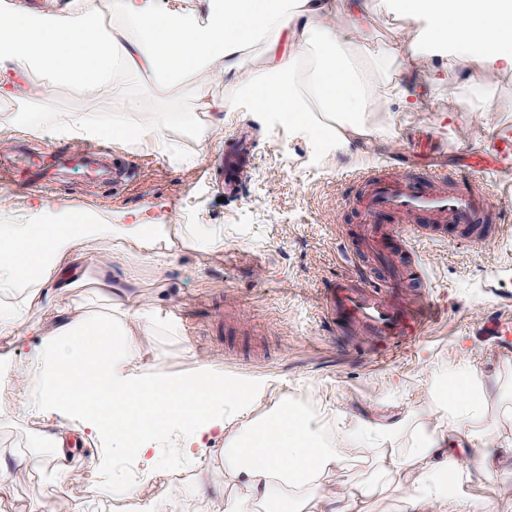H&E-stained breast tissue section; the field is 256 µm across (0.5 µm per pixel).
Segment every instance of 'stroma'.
<instances>
[{
	"instance_id": "obj_1",
	"label": "stroma",
	"mask_w": 512,
	"mask_h": 512,
	"mask_svg": "<svg viewBox=\"0 0 512 512\" xmlns=\"http://www.w3.org/2000/svg\"><path fill=\"white\" fill-rule=\"evenodd\" d=\"M338 48L357 56L363 47L421 44L420 24L396 10L390 0H369L363 29L352 26L348 0H334ZM420 80L410 97L396 93L392 82L378 83L382 111L367 112L372 134L340 148L308 138L270 114L252 111L239 101L214 129L209 147L189 132H173L176 155L158 157L144 148L113 143L112 159L128 168L125 185L100 187L90 173L74 170L61 183L19 193L0 185V206L24 199L30 203L80 205L89 215L143 211L166 226L165 240L176 244L171 257L131 255L106 238L83 240L73 248L79 264H101L115 273L133 269L138 279L137 310L126 330L139 345L130 371L140 378L179 376L203 368L241 389L239 405L254 415L274 414L281 399L306 407L318 420L324 440L336 441L340 419L355 415L383 418L402 413L411 421L390 444L364 447L345 443V468L329 473L326 497H339L370 478L375 459L388 448L411 447L421 429L447 427L446 408L428 390L430 379L450 362L467 358L487 377L481 427L507 458L498 472L466 469L455 492L474 512H512V159L489 161L477 172L476 186L498 208L500 233L486 243L450 224H429L423 239L412 241L409 262L428 283L433 321L421 335L391 351L352 346L332 334L321 297L332 280L351 274L345 252H359L362 216L351 204L346 178L367 167L385 175L401 171L406 155L421 167L445 164L448 172L466 168L474 151L491 152L495 143L512 140V71L495 68H449L442 52L423 46L412 60ZM480 80L489 91L480 106L470 83ZM233 84L217 73L192 72L181 82L144 89L130 80L131 95H147L141 120L156 112L204 115L205 104L231 96ZM121 102L110 93L81 102L57 87L50 106L18 93L0 101V160L11 157L28 139L44 148L86 149L81 138L62 136L59 114L73 111L109 113ZM247 134L256 146L251 165L236 194L228 196L219 175L204 176L217 165L226 142ZM190 224H208L224 237L213 251L179 242ZM22 395L17 383L0 376V458H23L24 467L9 475L0 500L29 512L46 497L83 496L98 469L102 448L84 443L74 455L71 482L59 484L47 456L37 454L58 423L37 417L15 418ZM164 475L139 485L144 503L157 501L164 486L178 496L166 512H218L219 502L196 492L199 470L217 466L215 447L193 453L178 450L173 435L158 447Z\"/></svg>"
}]
</instances>
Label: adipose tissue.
<instances>
[{"label":"adipose tissue","mask_w":512,"mask_h":512,"mask_svg":"<svg viewBox=\"0 0 512 512\" xmlns=\"http://www.w3.org/2000/svg\"><path fill=\"white\" fill-rule=\"evenodd\" d=\"M395 6L425 22L429 44L447 49L450 66L479 60L512 69V0H395ZM332 13V0H199L197 10L182 13L162 10L159 0H84L81 15L55 22L37 20L27 0H14L0 14V95L20 86L29 99L46 103L60 83L82 101L110 91L123 99V111L106 119L69 113L60 120L62 131L131 141L161 157L174 149L170 128L194 118L165 112L132 124L146 100L126 96V78L158 86L192 71H217L235 79L252 111L297 127L306 112H363L376 104L374 78L404 69L405 58L385 46L362 61L348 60L336 49ZM104 14L112 18L106 33L98 24ZM256 40L269 62L248 73L242 53ZM310 55L316 69L303 87L294 75ZM151 229L136 212L90 218L75 216L67 205L0 210V334L31 343L21 362L0 353V373L19 375L27 390L19 413L61 419L51 436L60 483L69 479L66 460L74 441L97 439L110 456L150 466L159 435L177 428L186 449L221 440L219 465L199 476L198 489L223 497L225 482L233 481L239 492L225 499V512H303L323 476L345 461L342 449L320 438L313 418L284 406L261 420L247 414L226 420L224 403L234 390L203 369L133 378L128 366L134 350L124 326L62 302L78 283L69 263L75 242L103 237L137 251ZM47 312L56 319L49 332L42 329ZM452 378V432L422 435L408 453L380 460L383 477L404 465L417 469L415 489L403 496L405 512H469L463 499L435 486L437 473L460 469L454 440L470 443V459L484 471L497 465L498 450L481 441L483 379L464 359Z\"/></svg>","instance_id":"adipose-tissue-1"}]
</instances>
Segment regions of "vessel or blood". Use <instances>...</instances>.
<instances>
[{
	"label": "vessel or blood",
	"instance_id": "vessel-or-blood-1",
	"mask_svg": "<svg viewBox=\"0 0 512 512\" xmlns=\"http://www.w3.org/2000/svg\"><path fill=\"white\" fill-rule=\"evenodd\" d=\"M251 151L252 143L244 137L225 151L226 191L237 189ZM65 159L62 153L33 154L28 162L10 166L0 176L24 189L40 188L50 177L60 174ZM352 184L359 189L355 202L364 215L365 233L373 241L380 261H391L396 251L395 241L382 230L389 220L422 217L432 224H484L488 235L496 233L488 225L492 207L486 194L472 187L450 189L445 173L431 171L427 182L419 184L405 173L380 176L362 169L354 172ZM322 305L337 333H357L387 347L403 345L434 316L425 289L409 288L407 278L393 272L381 278H365L359 286L351 278H340L325 289Z\"/></svg>",
	"mask_w": 512,
	"mask_h": 512
}]
</instances>
